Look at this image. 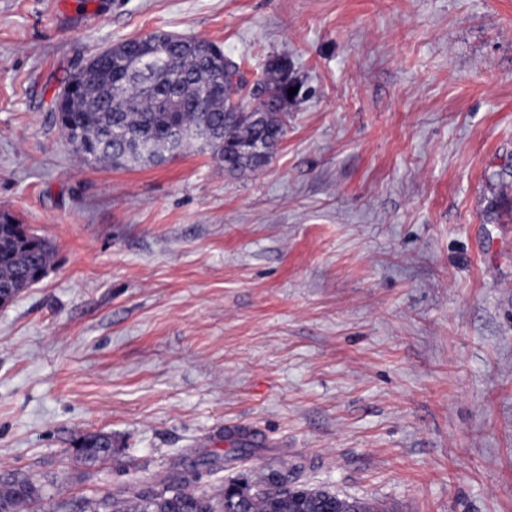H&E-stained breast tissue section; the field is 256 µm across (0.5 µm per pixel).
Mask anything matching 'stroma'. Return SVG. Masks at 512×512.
Here are the masks:
<instances>
[{"instance_id": "stroma-1", "label": "stroma", "mask_w": 512, "mask_h": 512, "mask_svg": "<svg viewBox=\"0 0 512 512\" xmlns=\"http://www.w3.org/2000/svg\"><path fill=\"white\" fill-rule=\"evenodd\" d=\"M156 31L251 82L287 60L265 166L71 153L67 78ZM0 210L54 246L0 308V477L45 484L35 512L175 467L512 512V0H0ZM91 432L112 458L87 467ZM77 457L91 467L112 457V436L107 433H88L77 444Z\"/></svg>"}]
</instances>
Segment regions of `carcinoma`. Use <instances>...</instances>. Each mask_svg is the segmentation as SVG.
I'll return each instance as SVG.
<instances>
[{"label": "carcinoma", "instance_id": "cac0c4a2", "mask_svg": "<svg viewBox=\"0 0 512 512\" xmlns=\"http://www.w3.org/2000/svg\"><path fill=\"white\" fill-rule=\"evenodd\" d=\"M163 52L168 63L152 79L127 75L135 61L117 51L92 74L76 76L77 85L60 94L54 112L71 152L83 161L130 166L164 160L168 132L178 127V151L193 144L208 147L229 173L261 168L279 146L288 122V62L275 58L266 78L244 102L239 64L211 41L172 40ZM54 249L40 235L24 239L20 228L0 214V294L19 296L30 276L51 267ZM88 467L112 457V435L88 433L77 444ZM288 474L258 473L230 482L209 495L187 486L171 472L163 483H147L135 492L116 491L80 512H383L368 499L336 498V493L303 485L289 487ZM46 497L44 485L26 475L0 480V512H27Z\"/></svg>", "mask_w": 512, "mask_h": 512}]
</instances>
